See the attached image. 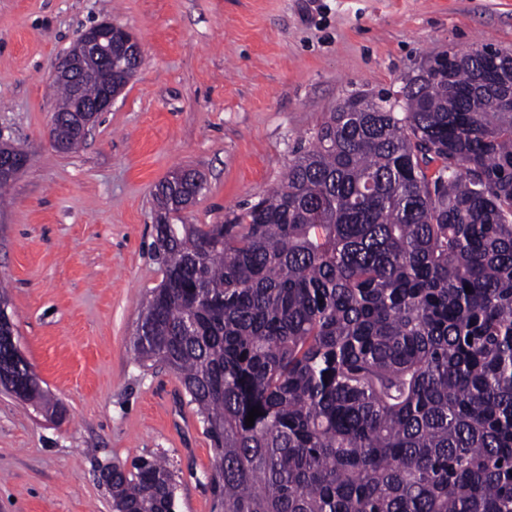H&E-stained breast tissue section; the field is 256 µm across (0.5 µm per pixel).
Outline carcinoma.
Listing matches in <instances>:
<instances>
[{
    "label": "carcinoma",
    "instance_id": "cac0c4a2",
    "mask_svg": "<svg viewBox=\"0 0 512 512\" xmlns=\"http://www.w3.org/2000/svg\"><path fill=\"white\" fill-rule=\"evenodd\" d=\"M483 48L345 99L222 224L178 223L198 171L156 186L134 351L213 444L212 512H512V53L494 79ZM11 333L0 371L44 410ZM110 491L176 512L162 458L112 464Z\"/></svg>",
    "mask_w": 512,
    "mask_h": 512
}]
</instances>
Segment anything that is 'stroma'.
Returning a JSON list of instances; mask_svg holds the SVG:
<instances>
[{"label": "stroma", "mask_w": 512, "mask_h": 512, "mask_svg": "<svg viewBox=\"0 0 512 512\" xmlns=\"http://www.w3.org/2000/svg\"><path fill=\"white\" fill-rule=\"evenodd\" d=\"M109 19L144 62L83 142L51 144L54 66ZM512 52V0H0V142L28 167L0 206L14 340L62 419L0 388V512H112L103 468L164 455L178 512H211L213 452L177 375L134 359L153 191L206 178L188 224L265 197L347 97L398 91L431 50Z\"/></svg>", "instance_id": "obj_1"}]
</instances>
